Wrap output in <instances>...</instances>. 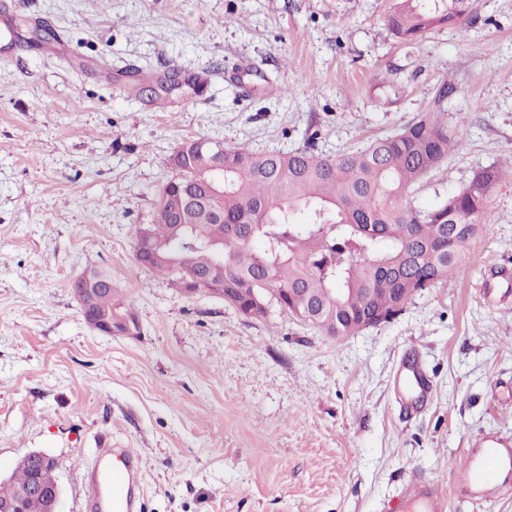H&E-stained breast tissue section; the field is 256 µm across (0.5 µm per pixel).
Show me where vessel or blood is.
Instances as JSON below:
<instances>
[{
  "label": "vessel or blood",
  "instance_id": "vessel-or-blood-1",
  "mask_svg": "<svg viewBox=\"0 0 512 512\" xmlns=\"http://www.w3.org/2000/svg\"><path fill=\"white\" fill-rule=\"evenodd\" d=\"M399 383L415 406L423 404L432 389L421 362L414 357L403 360ZM140 459L135 449L115 447L106 440L98 442L91 476L85 485L96 512H141ZM511 467L512 443L498 438L483 439L477 451L464 459L460 488L472 504H487L494 500L498 487L512 483V477L505 474ZM407 496L420 505L422 512H444V497L424 490L420 483H410Z\"/></svg>",
  "mask_w": 512,
  "mask_h": 512
}]
</instances>
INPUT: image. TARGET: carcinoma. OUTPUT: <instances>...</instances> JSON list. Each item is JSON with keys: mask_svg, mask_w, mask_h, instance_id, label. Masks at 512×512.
I'll return each instance as SVG.
<instances>
[{"mask_svg": "<svg viewBox=\"0 0 512 512\" xmlns=\"http://www.w3.org/2000/svg\"><path fill=\"white\" fill-rule=\"evenodd\" d=\"M472 0H393L387 22L404 41L434 27L461 24ZM448 124L424 114L390 136L336 156L308 150L257 153L226 147L224 223L189 222L175 228L168 208L157 206L153 239L169 260L149 270L183 281L200 269L224 277V300L238 309L277 292L291 313L331 336L358 320L364 288L386 303L400 290L406 297L448 278L478 234L498 167L475 172L461 188L426 210L409 201L411 190L459 149ZM202 190L190 163L174 172L163 192ZM305 212L308 222L297 221ZM107 310L132 326L135 316L120 289L103 295ZM37 474L32 460L16 465L7 486H25ZM46 484L57 474L37 475Z\"/></svg>", "mask_w": 512, "mask_h": 512, "instance_id": "1", "label": "carcinoma"}]
</instances>
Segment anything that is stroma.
<instances>
[{
    "instance_id": "1",
    "label": "stroma",
    "mask_w": 512,
    "mask_h": 512,
    "mask_svg": "<svg viewBox=\"0 0 512 512\" xmlns=\"http://www.w3.org/2000/svg\"><path fill=\"white\" fill-rule=\"evenodd\" d=\"M391 4L0 0V479L46 453L59 512H93L86 465L106 436L141 451L142 512H405L419 473L445 512H476L460 463L482 436L512 440V0H474L461 27L413 44L390 32ZM132 67L184 84L161 108ZM448 79L462 146L410 202L505 173L453 274L394 319L337 338L273 303L255 318L185 296L135 261L182 141L333 156L429 111ZM92 270L122 289L138 335L86 322L72 284ZM408 354L433 383L417 412L394 388Z\"/></svg>"
}]
</instances>
